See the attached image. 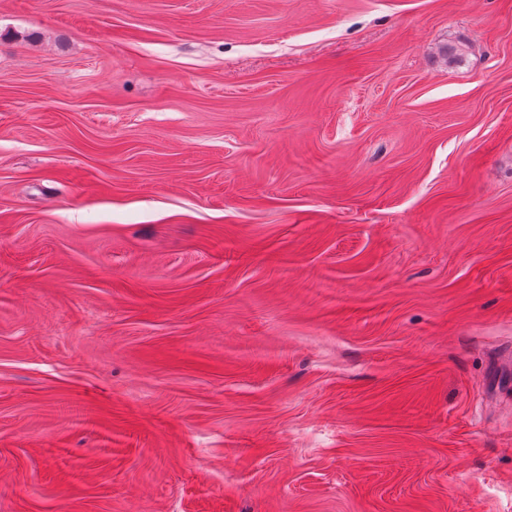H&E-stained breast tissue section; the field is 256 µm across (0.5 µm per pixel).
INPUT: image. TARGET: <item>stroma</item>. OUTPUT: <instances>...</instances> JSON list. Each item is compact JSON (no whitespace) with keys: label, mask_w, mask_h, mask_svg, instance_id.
I'll list each match as a JSON object with an SVG mask.
<instances>
[{"label":"stroma","mask_w":512,"mask_h":512,"mask_svg":"<svg viewBox=\"0 0 512 512\" xmlns=\"http://www.w3.org/2000/svg\"><path fill=\"white\" fill-rule=\"evenodd\" d=\"M0 512H512V0H0Z\"/></svg>","instance_id":"35a3bbf8"}]
</instances>
